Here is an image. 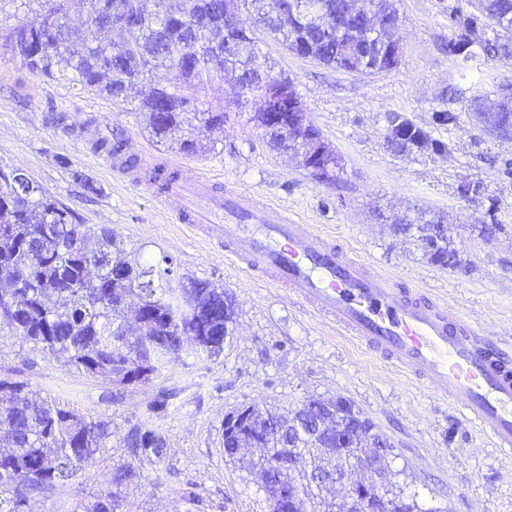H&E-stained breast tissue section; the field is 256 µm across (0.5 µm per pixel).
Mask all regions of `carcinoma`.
I'll return each instance as SVG.
<instances>
[{
  "label": "carcinoma",
  "instance_id": "1",
  "mask_svg": "<svg viewBox=\"0 0 512 512\" xmlns=\"http://www.w3.org/2000/svg\"><path fill=\"white\" fill-rule=\"evenodd\" d=\"M201 1L216 22L207 31L188 19L170 17L166 0H109L115 11L139 17V26L115 42L105 37L107 19L99 14L101 0H85V36L78 44L71 32L70 0H35L39 9L16 25L0 27V40L21 30L26 36L12 48L13 61L32 73L49 79L59 76L116 101H128L129 86L149 77L169 104L168 111L159 113L155 100L139 101L138 110L152 136L160 142L182 132L179 150L196 157L207 146L194 135L193 122L213 129L223 127L226 118L222 112L197 106L198 88L228 79L237 86L250 85L257 72H269L260 54L239 55L224 42L227 0H181L180 8L190 16ZM466 2L473 13L448 40V57L464 69L490 60H512V0ZM281 4L283 0H237L235 6L247 8L254 24L288 51L304 45L308 58L348 72L377 67L375 45L383 41V34L328 35L280 11ZM47 9L56 14L57 29L40 33L36 24ZM479 23L495 30L467 43L466 52L460 53L461 34ZM500 100L499 115L483 125V131L512 119V94L503 93ZM386 123L408 128L406 136L391 142L396 154L414 152L418 141L420 149L435 154L446 149L431 131L401 113H388ZM95 146L112 154L123 151L125 142L115 134L96 140ZM343 172L342 157L331 153L325 159L323 180L334 182ZM440 223L441 218L421 210L394 219L393 227L398 234L433 244L423 251L424 257L448 268L457 250L441 233ZM77 236L96 240L97 247L83 253L73 246ZM172 264L169 256L156 264L122 257L112 228L79 223L73 211L43 187L24 192L18 169H0V311L16 310L9 335L63 361L69 369L127 386L161 377L169 364L184 356L209 360L221 355L224 288L205 281L174 288L167 280ZM125 296L136 301L137 314L130 320L119 305ZM171 396L163 391L147 415L130 421L125 443L134 458L163 461L167 442L156 420L165 413ZM299 419L296 407L284 413L253 409L242 431V445L230 449L229 455L241 468L258 473L267 487L286 490L292 485L302 491L311 512H331L336 488H311L308 471L328 473L343 466L336 455L338 443L328 444L315 432L297 428L294 422ZM269 425L281 429L273 447L289 449L298 458V471L279 469L271 457L253 454V435ZM0 436L11 447L0 453V512H25L33 496L75 480L98 453L112 447V417L84 415L55 397L32 398L26 382L0 377ZM367 442L378 448L387 438L366 418L360 444ZM138 477L137 467L123 464L116 469L113 484L127 485ZM92 512H123L119 493L104 494Z\"/></svg>",
  "mask_w": 512,
  "mask_h": 512
}]
</instances>
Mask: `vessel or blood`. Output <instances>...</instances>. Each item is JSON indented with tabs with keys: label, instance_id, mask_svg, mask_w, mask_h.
<instances>
[{
	"label": "vessel or blood",
	"instance_id": "1",
	"mask_svg": "<svg viewBox=\"0 0 512 512\" xmlns=\"http://www.w3.org/2000/svg\"><path fill=\"white\" fill-rule=\"evenodd\" d=\"M175 218L223 248L253 278L288 289L375 357L409 372L460 406L497 448L512 454V356L482 343L460 310L374 270L279 206L245 208L209 178L188 172L157 195Z\"/></svg>",
	"mask_w": 512,
	"mask_h": 512
}]
</instances>
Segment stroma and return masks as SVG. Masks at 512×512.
Segmentation results:
<instances>
[{
    "label": "stroma",
    "mask_w": 512,
    "mask_h": 512,
    "mask_svg": "<svg viewBox=\"0 0 512 512\" xmlns=\"http://www.w3.org/2000/svg\"><path fill=\"white\" fill-rule=\"evenodd\" d=\"M398 8L399 63L372 76L298 57L269 35H255L272 75L293 82L309 118L342 156L345 172L334 184L269 146L251 120L260 94L229 112L223 129L203 133L210 152L188 159L174 143L152 138L134 104L33 74L0 55V167L23 168L82 223L109 225L140 260L171 256L175 282L224 287L237 309L236 332L219 358H184L162 378L123 389L69 370L0 331L1 376L81 412L112 416L111 448L73 483L34 496L29 512H89L111 489L115 469L133 461L123 444L130 420L173 386L179 393L159 422L166 458L137 462L139 481L121 489L125 512H268L262 489L224 455V417L243 406L279 409L311 397L346 398L369 417L393 446L396 481L415 491L422 507L512 512V457L453 404L367 352L287 290L242 272L157 204V188L141 170L121 177L94 152L93 133L121 130L126 154L138 161L184 162L240 204L258 198L284 207L404 284L459 308L487 340L512 349V143L490 139L466 110L473 96L494 101L512 90V61L463 74L452 65L447 46L455 15L468 11L465 0H400ZM444 109L456 114V123L435 125ZM390 112L432 129L447 153L394 154L385 139ZM467 182L481 183L483 193L463 197ZM418 210L444 215L466 272L428 263L412 239L394 233L390 215ZM492 226L490 241L482 230Z\"/></svg>",
    "instance_id": "35a3bbf8"
}]
</instances>
